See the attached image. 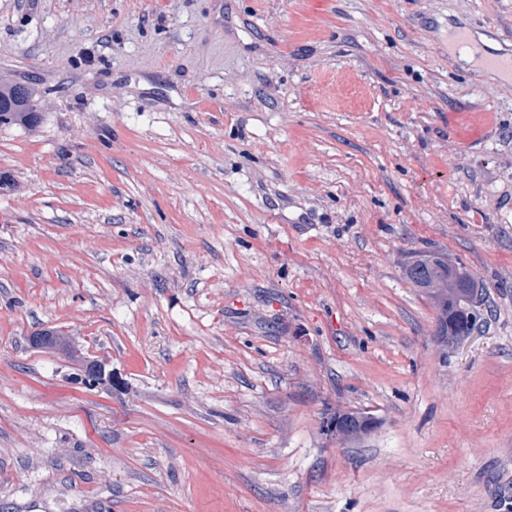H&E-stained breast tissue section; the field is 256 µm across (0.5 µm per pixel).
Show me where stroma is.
Segmentation results:
<instances>
[{
    "label": "stroma",
    "mask_w": 512,
    "mask_h": 512,
    "mask_svg": "<svg viewBox=\"0 0 512 512\" xmlns=\"http://www.w3.org/2000/svg\"><path fill=\"white\" fill-rule=\"evenodd\" d=\"M461 31L512 55V0H0L41 113L0 126L1 507L512 512V76ZM429 252L482 289L456 349ZM344 415H350L355 419V426H341L339 421ZM379 421L376 417L367 412L356 411L352 409L336 408L334 413L325 422V430L336 436V443L347 445L357 442L370 435L378 426Z\"/></svg>",
    "instance_id": "stroma-1"
}]
</instances>
